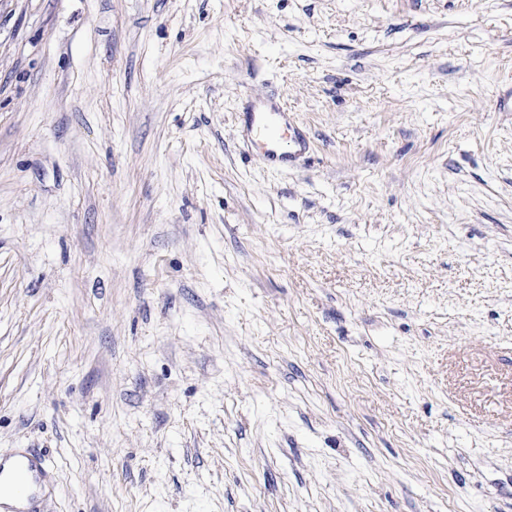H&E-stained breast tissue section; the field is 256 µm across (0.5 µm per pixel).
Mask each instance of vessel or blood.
Here are the masks:
<instances>
[{
    "label": "vessel or blood",
    "mask_w": 512,
    "mask_h": 512,
    "mask_svg": "<svg viewBox=\"0 0 512 512\" xmlns=\"http://www.w3.org/2000/svg\"><path fill=\"white\" fill-rule=\"evenodd\" d=\"M247 139L256 151L271 161H291L309 147L306 136L288 117L281 105L265 101L253 105L247 114ZM46 470L40 458L20 453L9 465L0 464V500L10 512H36Z\"/></svg>",
    "instance_id": "obj_1"
}]
</instances>
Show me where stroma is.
I'll list each match as a JSON object with an SVG mask.
<instances>
[{"label":"stroma","mask_w":512,"mask_h":512,"mask_svg":"<svg viewBox=\"0 0 512 512\" xmlns=\"http://www.w3.org/2000/svg\"><path fill=\"white\" fill-rule=\"evenodd\" d=\"M511 98L512 0H0L42 512H512ZM247 139L256 151L270 161L288 162L309 148L306 136L288 117L281 105L265 101L247 112Z\"/></svg>","instance_id":"stroma-1"}]
</instances>
